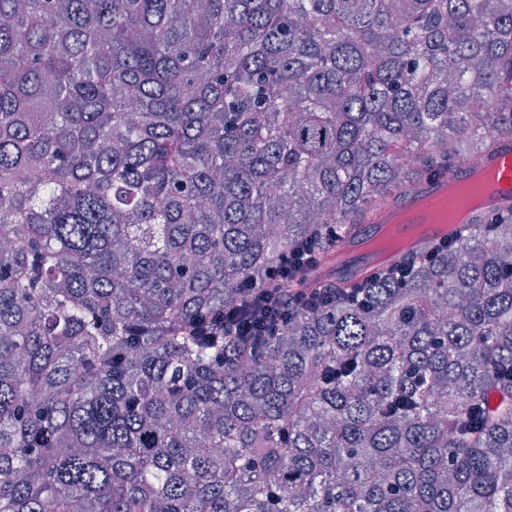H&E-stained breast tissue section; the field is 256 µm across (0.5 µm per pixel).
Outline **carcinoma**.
Wrapping results in <instances>:
<instances>
[{"label": "carcinoma", "mask_w": 512, "mask_h": 512, "mask_svg": "<svg viewBox=\"0 0 512 512\" xmlns=\"http://www.w3.org/2000/svg\"><path fill=\"white\" fill-rule=\"evenodd\" d=\"M501 138L512 0H0V512H512V214L224 335ZM315 264V257L305 249L304 252L290 250L276 265L270 269V278L279 280L288 277L294 270L311 268ZM306 303L299 300L288 301V305L282 304L277 308L267 305L260 306L256 302H243L228 309H224V327L228 324L236 325L235 331L241 336H250L254 341H259L263 336L273 334L276 325L288 320L294 309ZM240 328V332H239Z\"/></svg>", "instance_id": "carcinoma-1"}]
</instances>
